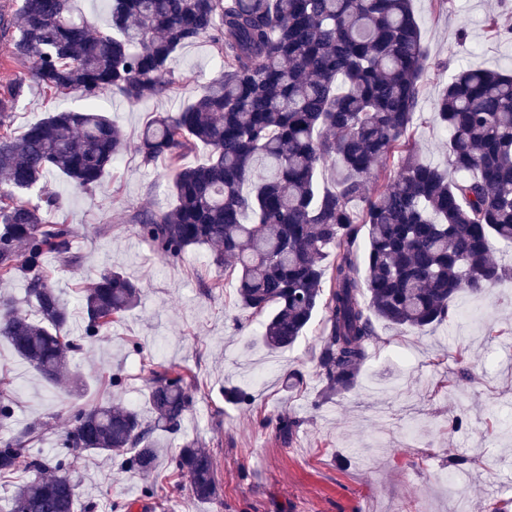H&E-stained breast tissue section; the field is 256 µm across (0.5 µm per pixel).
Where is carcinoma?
<instances>
[{
    "label": "carcinoma",
    "mask_w": 512,
    "mask_h": 512,
    "mask_svg": "<svg viewBox=\"0 0 512 512\" xmlns=\"http://www.w3.org/2000/svg\"><path fill=\"white\" fill-rule=\"evenodd\" d=\"M0 36L28 73L0 87V283L26 281L20 301L0 295V342L54 384L71 353L131 310L138 284L108 270L84 290L81 338L45 258L72 264L73 231L50 219L60 197L39 192L56 171L89 191L128 148L102 113L53 111L17 135L14 109L29 82L93 100L110 90L132 103L177 89L175 53L201 40L220 71L178 112L146 122L136 149L166 163L175 203L131 216L163 260L212 248L241 306L262 316L270 351L291 347L325 313L317 369L330 397L354 390L376 336L374 321L422 334L450 319L461 292L483 294L504 277L490 241L512 244V74L468 67L446 82L433 108L448 132L447 166L422 162L413 145L421 88L432 73L412 0H112L110 31L73 16L71 0H22L0 14ZM203 162L182 164L197 148ZM398 177L370 188L379 161ZM336 167L324 190L318 168ZM367 234L365 271L354 250ZM336 260L327 265V249ZM33 313L21 311V304ZM148 422L131 408L75 410L61 448L35 455L40 425L0 439V476L27 459V479L0 512H75L69 457L95 451L120 468L156 470L158 431L180 429L194 404L189 374L152 370ZM168 477L191 495H221L210 451L191 440L168 460Z\"/></svg>",
    "instance_id": "1"
}]
</instances>
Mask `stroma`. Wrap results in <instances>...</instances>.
Masks as SVG:
<instances>
[{"mask_svg":"<svg viewBox=\"0 0 512 512\" xmlns=\"http://www.w3.org/2000/svg\"><path fill=\"white\" fill-rule=\"evenodd\" d=\"M413 8L436 65L452 72L468 65L512 67V39L493 37L484 25L496 14L512 26V0H448L443 9L432 0H414ZM171 68L182 94L137 104L109 92L87 101L30 86L16 106L14 126L23 130L56 109L93 107L107 112L128 141H137L152 113L180 110L189 92L218 73L205 41L179 50ZM442 87L436 76L423 84L413 133L419 157L440 166L446 163L447 135L431 112ZM42 189L59 195L55 218L74 229L76 263L64 268L56 258L47 260L67 303L71 333L84 327L81 288L106 268L138 281L142 297L71 358L70 375L87 385L80 397L68 382H46L0 343V378L9 377L13 388L12 428L44 423L35 448L51 456L75 406L110 403L149 415L154 363L192 369L198 381L194 406L179 431L156 435L161 453L155 477L121 470L117 460L94 451L79 453L72 469L78 496L97 503L96 512H111L115 502L131 504V512H451L457 492L467 512H493L496 503L512 501L511 278L485 296L459 294L456 319L424 334L399 335L377 325L357 387L323 401L316 367L323 314L312 318L292 348L269 352L260 341L261 318L238 305L233 285L211 287L217 274L211 249L195 247L181 260L166 262L140 235L132 213L174 202L163 164H145L131 150L91 192L56 173L46 176ZM464 368L469 376L459 400L445 385ZM292 372L303 382L289 390ZM115 373L124 379L118 392L110 383ZM229 387L247 389L254 404H227ZM283 414L298 423L286 438L275 429ZM455 415L464 424L454 432L448 420ZM192 439L214 457L220 501L198 502L187 486L165 478L169 456ZM149 484L155 487L150 498L144 495Z\"/></svg>","mask_w":512,"mask_h":512,"instance_id":"1","label":"stroma"}]
</instances>
